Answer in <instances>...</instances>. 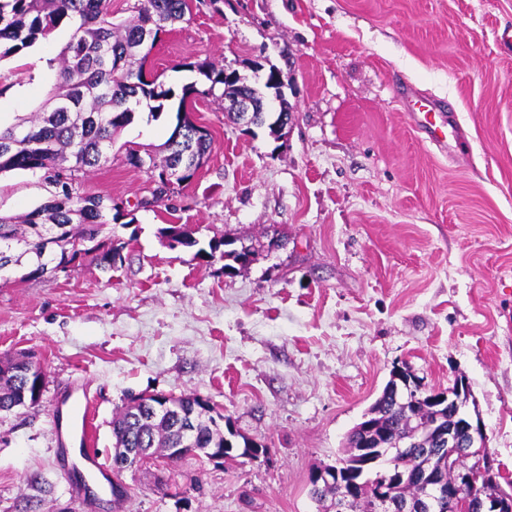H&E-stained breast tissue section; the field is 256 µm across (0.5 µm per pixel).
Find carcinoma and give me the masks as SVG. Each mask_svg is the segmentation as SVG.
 <instances>
[{
    "mask_svg": "<svg viewBox=\"0 0 512 512\" xmlns=\"http://www.w3.org/2000/svg\"><path fill=\"white\" fill-rule=\"evenodd\" d=\"M133 16L121 25L112 22V0H0V58L30 47L59 27H71L68 42L55 59L60 81L50 93L48 106L21 119V123L0 131V175L15 170L41 171L49 191L45 200L24 215L0 214V273L16 267L26 269L24 277L38 278L57 268L74 267L89 257L104 268H112V244L116 235L112 224L123 218L112 213V199L85 196L78 190L79 179L112 159L115 134L134 120L143 106L151 117L163 113L166 102L174 96L172 88L156 76H145V63L160 33L184 19L190 12L189 0H135ZM209 86L203 90L190 84L183 95L191 93L224 99L216 90L224 89V67L213 62L198 67ZM166 164L185 163L190 156L184 149L163 144ZM196 230L188 224H168L159 229L160 238H172L181 247L195 249L193 258L225 261L224 268L234 269L247 257L246 249L270 250V240L277 231L262 240H241L248 248L227 249L225 238L212 239L208 248L199 246ZM26 355L0 359V411H10L37 403L42 372L21 370ZM178 400L196 414L197 430L191 441L192 452L205 448H223L231 457L239 448L257 444L242 438L232 429H224V415L200 395H180ZM373 409L378 429L389 438L404 437L412 427L403 408L382 393ZM116 448H153L157 456L170 463V449L182 444L181 432L164 416L140 415L136 405L127 404L112 418ZM366 441V430L351 432L341 469L356 471L367 483L378 478L380 463H371L357 453ZM393 472H405L407 481L398 495L414 500L419 495L421 475L426 471L448 469V455L422 457L415 449L392 461ZM32 494L25 498L22 512H40L52 486L38 478L29 481ZM336 485L311 494L318 512H328L327 501L336 498Z\"/></svg>",
    "mask_w": 512,
    "mask_h": 512,
    "instance_id": "obj_1",
    "label": "carcinoma"
}]
</instances>
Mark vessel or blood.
<instances>
[{"mask_svg":"<svg viewBox=\"0 0 512 512\" xmlns=\"http://www.w3.org/2000/svg\"><path fill=\"white\" fill-rule=\"evenodd\" d=\"M410 122L420 130L426 142L439 148L447 147L455 130L444 114L442 101L417 95L408 88L400 89ZM92 403L86 397H67L56 412L55 432L64 457L78 456L81 471L90 479L102 473L98 457L90 450L92 439Z\"/></svg>","mask_w":512,"mask_h":512,"instance_id":"obj_1","label":"vessel or blood"}]
</instances>
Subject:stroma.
<instances>
[{
    "label": "stroma",
    "mask_w": 512,
    "mask_h": 512,
    "mask_svg": "<svg viewBox=\"0 0 512 512\" xmlns=\"http://www.w3.org/2000/svg\"><path fill=\"white\" fill-rule=\"evenodd\" d=\"M512 0H192L160 34L148 67L167 85L205 86L198 63L254 81L276 68L292 106L277 140L243 131L221 103L191 95L159 119L136 114L112 160L80 191L135 213L115 226L125 261L67 274L0 279V359L30 353L46 384L33 407L0 412V512H19L27 482L84 512L62 475L54 409L93 400V448L112 460V417L140 393L213 400L268 459L187 457L120 476L107 512H317L309 475L335 464L395 364L431 388L465 378L499 472L512 481ZM59 28L0 59V128L35 111L58 81ZM447 100L456 153L428 145L395 87ZM212 137L206 164L168 204L140 207L148 176L128 148L159 145L178 108ZM41 172L0 175V212L32 210ZM166 224L201 242L279 230L285 249L225 274L222 261L167 247Z\"/></svg>",
    "instance_id": "stroma-1"
}]
</instances>
